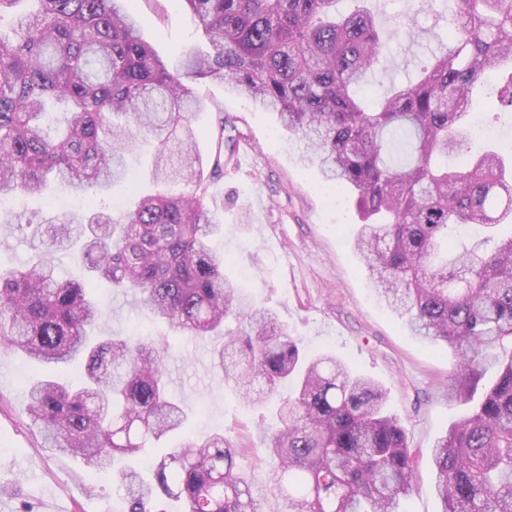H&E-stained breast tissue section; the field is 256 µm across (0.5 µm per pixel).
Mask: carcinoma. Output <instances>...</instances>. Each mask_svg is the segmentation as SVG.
<instances>
[{"label": "carcinoma", "instance_id": "cac0c4a2", "mask_svg": "<svg viewBox=\"0 0 512 512\" xmlns=\"http://www.w3.org/2000/svg\"><path fill=\"white\" fill-rule=\"evenodd\" d=\"M208 48L162 58L139 30L131 0H0L15 14L0 31V200L83 193V214L56 212L35 232L81 263L88 278L132 294L144 313L181 335L223 340L224 380L247 406L277 397L264 435L272 479L258 486L222 435L189 433L169 392L167 338L95 336L103 303L84 281L58 276L44 251L0 265V343L42 374L26 413L44 447L112 474L127 512H400L415 489L417 455L385 389L327 353L309 354L277 315L224 273L207 203L224 176V115L207 85L277 115L305 144L302 161L348 192L361 224L353 239L377 297L457 362L448 400L469 405L433 449L443 512H512V169L495 148L448 167L467 145L472 91L489 71L512 70V0H450L446 41L416 81L373 91L392 66L397 30L353 0H184ZM512 114V80L492 97ZM62 106L56 130L44 124ZM214 108L213 129L194 125ZM214 137L204 166L199 141ZM148 147L156 187L116 211L98 203L126 175V156ZM480 226L491 250L459 247ZM176 445L146 481L131 465L152 445Z\"/></svg>", "mask_w": 512, "mask_h": 512}]
</instances>
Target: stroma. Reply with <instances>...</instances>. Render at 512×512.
<instances>
[{
    "instance_id": "stroma-1",
    "label": "stroma",
    "mask_w": 512,
    "mask_h": 512,
    "mask_svg": "<svg viewBox=\"0 0 512 512\" xmlns=\"http://www.w3.org/2000/svg\"><path fill=\"white\" fill-rule=\"evenodd\" d=\"M134 4L143 37L163 58L174 59L199 41L182 0ZM367 6L385 24L402 26L411 20L435 35L447 27L442 0H432L431 9L421 13L413 0H367ZM207 95L223 105L237 139L234 157L210 200L224 219L213 246L227 257L225 273L273 310L310 351L333 353L386 389L387 408L419 457L417 488L401 508L443 512L434 491L431 454L465 411L445 391L453 352L426 345L376 299L351 243L358 221L354 201L323 188L319 171L299 160L301 143L284 134L271 113L223 86H208ZM16 219V212H0V262L22 266L42 245L19 230L3 228V221ZM98 294L107 306L99 334H166L164 325L144 316L133 296L103 284ZM215 344L209 336L172 339L170 390L194 413L196 432L222 433L241 449L238 469L254 483H266L271 469L262 451V428L271 415L244 406L225 384L213 364ZM32 378L31 362L0 345V512H50L54 499L72 501L73 512H125L111 475L87 473L78 460L43 448L39 429L25 413Z\"/></svg>"
}]
</instances>
